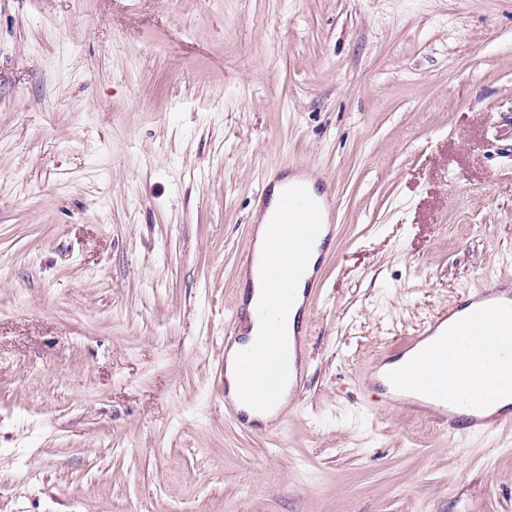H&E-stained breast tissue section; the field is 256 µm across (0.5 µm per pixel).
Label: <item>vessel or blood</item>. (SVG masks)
<instances>
[{"mask_svg": "<svg viewBox=\"0 0 512 512\" xmlns=\"http://www.w3.org/2000/svg\"><path fill=\"white\" fill-rule=\"evenodd\" d=\"M278 193L275 210L259 217L266 229L263 257L251 252L245 256L246 266H258L266 285L263 300L253 309L255 319L264 323L265 330L241 355V384L264 405L279 403L284 381H291L297 391L305 386L304 365L292 369L287 366L282 325L296 303L312 308L315 288L298 294L295 280L309 263L314 241L323 235L334 238L336 233L328 194L312 193L298 179L283 182ZM497 321L512 328L510 279L477 289L459 307L434 316L418 334L419 340L425 341V348L392 372L389 399L430 414L454 433L484 434L495 430L499 422L512 420L507 413L496 420L481 415L485 407L512 395L511 382H498L481 392L463 382L449 388L446 375L449 366L456 363L457 353L428 342L429 337L442 330L462 345L478 324ZM481 360L484 367L501 373L512 367L496 340L484 347Z\"/></svg>", "mask_w": 512, "mask_h": 512, "instance_id": "obj_1", "label": "vessel or blood"}]
</instances>
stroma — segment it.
<instances>
[{"mask_svg":"<svg viewBox=\"0 0 512 512\" xmlns=\"http://www.w3.org/2000/svg\"><path fill=\"white\" fill-rule=\"evenodd\" d=\"M332 190L274 427L224 414L258 189ZM512 278V0H0V512H512V425L366 378Z\"/></svg>","mask_w":512,"mask_h":512,"instance_id":"obj_1","label":"stroma"}]
</instances>
